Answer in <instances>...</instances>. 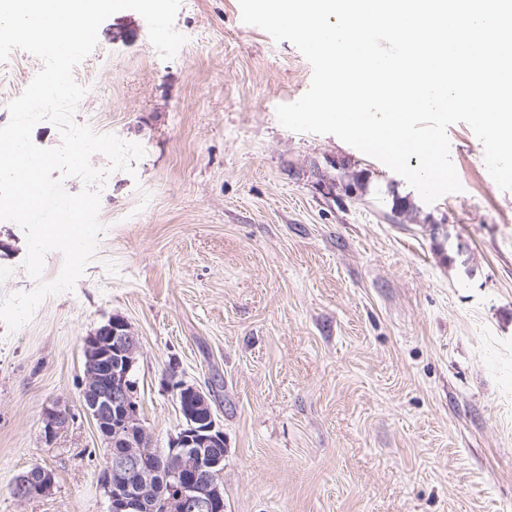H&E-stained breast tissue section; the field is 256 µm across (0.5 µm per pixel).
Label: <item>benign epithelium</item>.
I'll use <instances>...</instances> for the list:
<instances>
[{
    "instance_id": "1",
    "label": "benign epithelium",
    "mask_w": 512,
    "mask_h": 512,
    "mask_svg": "<svg viewBox=\"0 0 512 512\" xmlns=\"http://www.w3.org/2000/svg\"><path fill=\"white\" fill-rule=\"evenodd\" d=\"M140 342L131 326L114 318L87 337L83 344L82 410L93 421L98 434L112 438V415L119 417V428L125 434L126 451L109 456L104 472L112 479L140 474L135 489L106 493L108 512H145L154 502L156 512H224V485L215 479L201 481V472L222 475L224 431L214 417L210 395L183 380L170 382L179 411L187 417L166 450L174 461L169 469V496L153 501V488L143 469L145 449L150 447L138 402L137 363ZM115 358L110 382L103 381L104 363ZM73 420L70 411L59 407L42 415L44 434L52 438L68 429ZM54 485L51 471L35 467L18 474L12 485V496L21 502L48 494Z\"/></svg>"
}]
</instances>
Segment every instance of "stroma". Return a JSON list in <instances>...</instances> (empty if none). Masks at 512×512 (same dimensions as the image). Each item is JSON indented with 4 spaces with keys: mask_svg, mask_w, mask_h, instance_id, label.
<instances>
[{
    "mask_svg": "<svg viewBox=\"0 0 512 512\" xmlns=\"http://www.w3.org/2000/svg\"><path fill=\"white\" fill-rule=\"evenodd\" d=\"M175 28L186 41L164 60L144 18L117 12L74 71L76 117L145 155L110 171L74 291L0 323V512H107L82 348L115 317L140 338L153 447L184 423L171 362L213 389L224 512H512V191L482 143L449 127L463 190L425 203L335 135L280 125L312 67L238 0H181ZM40 67L0 62V99ZM26 254L0 222V298L35 288ZM54 405L74 421L48 438ZM35 466L51 492L15 500Z\"/></svg>",
    "mask_w": 512,
    "mask_h": 512,
    "instance_id": "stroma-1",
    "label": "stroma"
}]
</instances>
